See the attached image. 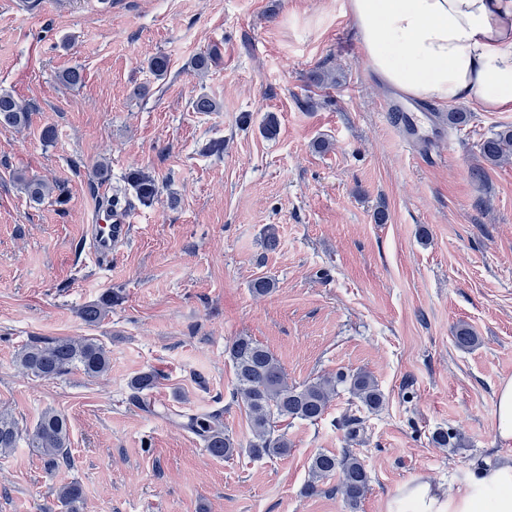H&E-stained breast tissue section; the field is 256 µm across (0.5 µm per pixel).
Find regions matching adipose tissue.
I'll list each match as a JSON object with an SVG mask.
<instances>
[{
	"mask_svg": "<svg viewBox=\"0 0 512 512\" xmlns=\"http://www.w3.org/2000/svg\"><path fill=\"white\" fill-rule=\"evenodd\" d=\"M368 68L406 97L512 112V0H348ZM387 512H512V461L440 495L418 478Z\"/></svg>",
	"mask_w": 512,
	"mask_h": 512,
	"instance_id": "obj_1",
	"label": "adipose tissue"
}]
</instances>
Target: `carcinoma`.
I'll list each match as a JSON object with an SVG mask.
<instances>
[{
  "instance_id": "cac0c4a2",
  "label": "carcinoma",
  "mask_w": 512,
  "mask_h": 512,
  "mask_svg": "<svg viewBox=\"0 0 512 512\" xmlns=\"http://www.w3.org/2000/svg\"><path fill=\"white\" fill-rule=\"evenodd\" d=\"M29 110L14 96L0 92V124L25 127ZM481 158L500 165L512 159V125H504L490 133L479 144ZM25 192L34 201H40L50 188L38 180L22 179ZM136 197L145 205L153 202L154 183L141 177L131 183ZM235 374L233 397L246 409L251 424L252 438L247 452L256 459L288 455L290 445L283 434L276 433V424L282 419L316 422L326 413L339 385L371 412L379 410L384 395L373 377L363 371L340 373L336 379H317L301 386L288 384L287 378L272 353L249 336H239L228 348ZM16 363L37 377L55 379L80 371L96 378L105 374L110 365L104 346L91 337L35 338L25 343L16 357ZM157 383L155 373L149 371L133 377L129 388L134 397L151 390ZM186 427L204 443L213 457L228 458L236 453V444L224 432L221 414L187 416ZM68 424L65 416L44 411L32 430L22 433L18 421L7 410L0 411V452L8 453L21 439L43 455L47 463L56 467L70 461L68 455ZM311 479L307 490L317 492L318 482L335 473L341 476V489L347 503L356 506L368 490L369 476L360 460L345 452L316 454L309 467ZM56 497L67 512H78L82 490L76 483L63 485Z\"/></svg>"
}]
</instances>
